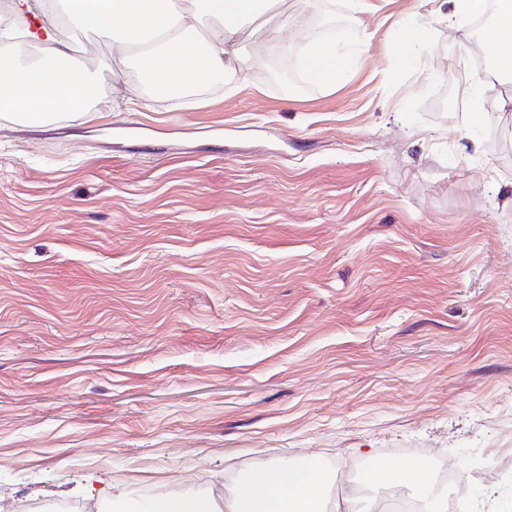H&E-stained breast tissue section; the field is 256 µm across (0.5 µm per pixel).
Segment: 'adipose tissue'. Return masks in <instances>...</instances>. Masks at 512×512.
<instances>
[{"label": "adipose tissue", "instance_id": "ef3b65f1", "mask_svg": "<svg viewBox=\"0 0 512 512\" xmlns=\"http://www.w3.org/2000/svg\"><path fill=\"white\" fill-rule=\"evenodd\" d=\"M281 0H60L58 11L40 10L42 28L28 37L39 55L32 61L0 66V115L44 121L65 115L80 119L89 109L97 75L70 63L74 44L68 33L77 28L111 43L122 57L139 48L148 82L178 93L233 75L245 31L275 13L281 48L296 41ZM442 19L448 26L496 7V21L481 35L485 54L501 59V46L512 44V0H449ZM351 58L333 42L318 41L309 49L308 75L321 85L333 84ZM425 469L417 463L385 461L369 475L372 483L411 489L425 499L423 512H447L440 498H427ZM326 478L312 458L289 467L270 464L236 485L228 512H326Z\"/></svg>", "mask_w": 512, "mask_h": 512}]
</instances>
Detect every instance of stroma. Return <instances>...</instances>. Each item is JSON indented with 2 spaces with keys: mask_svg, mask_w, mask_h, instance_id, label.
Masks as SVG:
<instances>
[{
  "mask_svg": "<svg viewBox=\"0 0 512 512\" xmlns=\"http://www.w3.org/2000/svg\"><path fill=\"white\" fill-rule=\"evenodd\" d=\"M358 64L294 95L264 21L241 84L176 96L85 34L117 88L0 118V512L105 490L208 494L320 455L331 502L378 461L472 460L512 512V106L448 0H284ZM411 60L400 70L395 56Z\"/></svg>",
  "mask_w": 512,
  "mask_h": 512,
  "instance_id": "stroma-1",
  "label": "stroma"
}]
</instances>
